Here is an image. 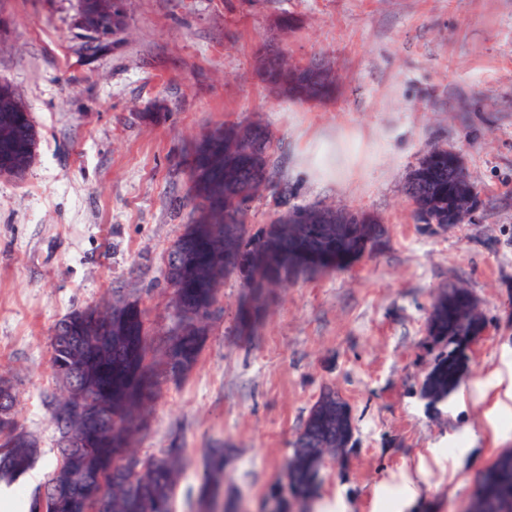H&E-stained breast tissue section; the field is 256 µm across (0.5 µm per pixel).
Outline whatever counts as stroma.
<instances>
[{
    "label": "stroma",
    "instance_id": "stroma-1",
    "mask_svg": "<svg viewBox=\"0 0 512 512\" xmlns=\"http://www.w3.org/2000/svg\"><path fill=\"white\" fill-rule=\"evenodd\" d=\"M128 29L87 59L77 0H0V78L39 132L23 181L0 177V378L38 448L14 485L25 512L61 445L65 395L52 375L57 322L134 303L151 336L173 320L165 258L192 222L193 145L224 123H258L287 198L275 210L374 216L381 247L346 268L265 291L253 330L225 277L207 338L183 379L161 377L132 444L182 451L175 512H198L203 454L229 455L224 494L262 512L283 480L311 406L331 387L356 447L332 459L312 512H461L475 480L512 448V413L481 399L512 375V0H126ZM330 66L335 95L306 102L259 78L260 52ZM158 113L156 122L144 115ZM460 151L482 208L445 231L417 223L406 181L433 146ZM467 289L488 322L456 392L429 406L421 385L439 352L432 304Z\"/></svg>",
    "mask_w": 512,
    "mask_h": 512
}]
</instances>
